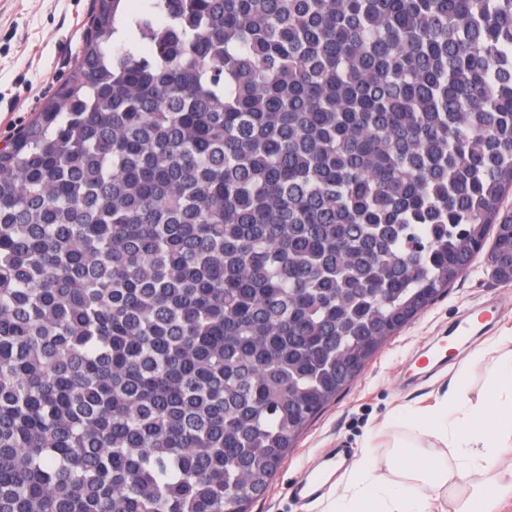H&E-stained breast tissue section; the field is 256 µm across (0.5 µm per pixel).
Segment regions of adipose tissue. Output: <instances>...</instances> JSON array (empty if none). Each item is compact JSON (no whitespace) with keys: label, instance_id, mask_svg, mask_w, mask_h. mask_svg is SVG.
Instances as JSON below:
<instances>
[{"label":"adipose tissue","instance_id":"adipose-tissue-1","mask_svg":"<svg viewBox=\"0 0 512 512\" xmlns=\"http://www.w3.org/2000/svg\"><path fill=\"white\" fill-rule=\"evenodd\" d=\"M414 425L420 433L457 449L456 470L408 456L403 462L407 479L394 487L375 480V461L363 457L330 498L328 512H434L449 484H472L496 470L502 451L512 446V363L501 367L493 391L483 400L474 402L465 392H453Z\"/></svg>","mask_w":512,"mask_h":512}]
</instances>
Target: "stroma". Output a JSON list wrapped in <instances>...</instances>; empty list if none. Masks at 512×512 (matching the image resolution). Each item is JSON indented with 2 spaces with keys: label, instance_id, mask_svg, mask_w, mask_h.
<instances>
[{
  "label": "stroma",
  "instance_id": "obj_1",
  "mask_svg": "<svg viewBox=\"0 0 512 512\" xmlns=\"http://www.w3.org/2000/svg\"><path fill=\"white\" fill-rule=\"evenodd\" d=\"M96 6V0H0V145L27 126L67 81ZM491 299L500 300L503 310L488 332L456 339L445 364L422 367L419 356L436 337ZM478 348L484 357L471 361ZM511 356L512 282L493 278L481 255L448 293L389 338L350 387L312 420L252 512H323L327 493L301 502L289 488L305 469L328 466V450L341 446L351 448L353 457H373L376 475L385 482L398 480L408 455L455 467L456 449L415 431L408 413L433 408L453 382L474 397L487 393L492 368Z\"/></svg>",
  "mask_w": 512,
  "mask_h": 512
}]
</instances>
